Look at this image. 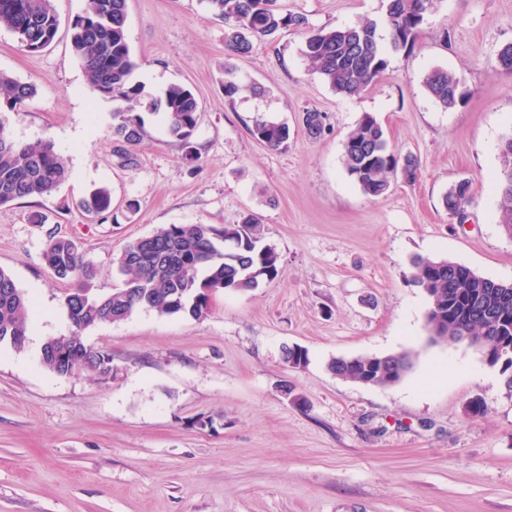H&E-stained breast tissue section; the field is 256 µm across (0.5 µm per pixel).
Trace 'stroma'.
I'll use <instances>...</instances> for the list:
<instances>
[{
  "label": "stroma",
  "instance_id": "35a3bbf8",
  "mask_svg": "<svg viewBox=\"0 0 512 512\" xmlns=\"http://www.w3.org/2000/svg\"><path fill=\"white\" fill-rule=\"evenodd\" d=\"M86 0H53L58 32L38 53L0 29V71L34 85L7 128L22 144L52 143L70 178L55 191L0 207V268L37 305L33 339L0 347V512H512V396L479 349L428 337V298L414 256L447 257L512 282V237L499 222V144L512 133V0H437L412 49L353 98L336 95L283 29L245 57L227 55L224 22L208 0H127L126 35L146 95L172 84L199 103L192 171L158 116L121 154L111 103L90 95L70 48ZM311 28L384 21L386 0H278ZM239 90L226 95L225 67ZM453 72L465 94L440 107L424 77ZM314 109L327 129L310 137ZM419 161L415 182L392 178L366 196L347 174L343 145L362 115ZM287 123L286 146L250 133L255 119ZM472 183L466 224L442 197ZM110 218L80 203L97 187ZM135 210H128V203ZM254 214L282 273L260 288L213 297L209 315L138 311L82 339L112 356L115 375L61 377L40 363V340L72 331L58 279L42 260L50 232L71 238L95 272L120 284L112 260L167 224L240 223ZM307 353L288 368L282 349ZM415 355L398 383L336 377L330 360ZM296 387L294 396L280 380ZM481 400L486 411L472 413Z\"/></svg>",
  "mask_w": 512,
  "mask_h": 512
}]
</instances>
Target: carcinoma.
Returning <instances> with one entry per match:
<instances>
[{"label":"carcinoma","instance_id":"carcinoma-1","mask_svg":"<svg viewBox=\"0 0 512 512\" xmlns=\"http://www.w3.org/2000/svg\"><path fill=\"white\" fill-rule=\"evenodd\" d=\"M216 15L224 19V47L228 54L246 56L254 45L293 27L304 35L302 55L334 92L354 96L384 71L387 56L413 46L425 15L435 0H388L386 23L389 39H383L375 20L365 19L351 26L311 30L300 14H283L276 0H208ZM0 28L16 38L18 47L38 53L54 40L58 20L52 0H0ZM70 43L79 60L90 91L111 102L112 139L127 145L139 144L144 136L141 113H160L166 130L182 146V160L199 167L200 156L192 136L198 124V101L193 92L171 85L159 97H147L142 86L131 82L137 67L126 36V0H86L82 15L71 27ZM428 94L443 108L463 102L460 80L443 68L430 70L424 79ZM35 91L0 72V100L9 112H17ZM251 134L271 149L285 145L290 130L285 123L257 119ZM501 178L498 211L505 233L512 237V134L499 145ZM342 163L361 191L380 197L390 187V177L407 182L416 178L417 162L402 157L390 145L380 123L365 114L349 133ZM70 169L53 145H23L5 131L0 118V206L33 196L49 194L66 182ZM471 182L448 189L443 205L453 217L469 204ZM110 190L98 187L83 202L96 215L110 212ZM45 264L61 279H73L76 286L63 297L70 321L80 331L100 323L122 322L139 310L160 316H189L203 319L218 293L246 292L281 273L275 247L265 242L264 225L252 214L241 223L216 227L212 224H169L138 237L113 258L122 276L120 285L103 295L90 293L88 282L94 273L83 253L68 237L49 235L43 251ZM415 283L430 300L427 313L429 335L446 336L453 342L473 336L483 343L482 352L495 358L502 343H512V283L492 280L449 258L417 256L412 260ZM33 307L18 288L13 276L0 268V345L17 352L14 336H29ZM73 335L47 338L42 345V365L61 376L54 355ZM106 352L91 348L81 364V373L102 382L108 375ZM328 369L345 380H360L354 363L336 358Z\"/></svg>","mask_w":512,"mask_h":512}]
</instances>
